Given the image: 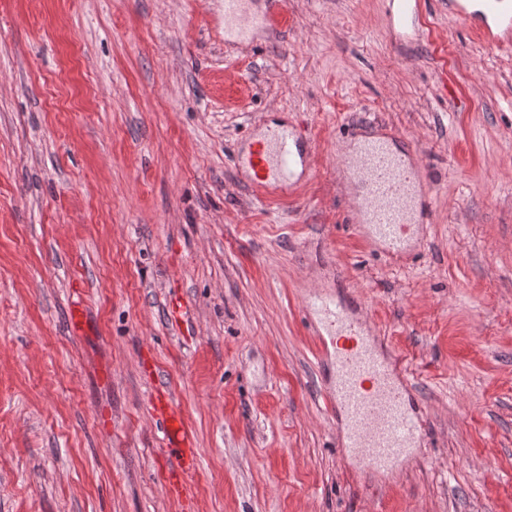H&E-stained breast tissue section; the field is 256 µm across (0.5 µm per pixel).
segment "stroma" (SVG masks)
I'll list each match as a JSON object with an SVG mask.
<instances>
[{"mask_svg":"<svg viewBox=\"0 0 512 512\" xmlns=\"http://www.w3.org/2000/svg\"><path fill=\"white\" fill-rule=\"evenodd\" d=\"M0 0V512H187L156 390L195 437L188 512H512V44L420 0ZM426 167L392 259L336 168L349 125ZM302 128L285 193L258 137ZM327 292L406 369L426 435L350 459L305 317ZM285 3L281 0H273L272 9L266 14L247 18L244 16L242 0H224V26L237 31L240 35H246L253 27L272 25Z\"/></svg>","mask_w":512,"mask_h":512,"instance_id":"obj_1","label":"stroma"}]
</instances>
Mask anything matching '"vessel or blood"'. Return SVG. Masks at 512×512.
Instances as JSON below:
<instances>
[{
    "instance_id": "b4317fda",
    "label": "vessel or blood",
    "mask_w": 512,
    "mask_h": 512,
    "mask_svg": "<svg viewBox=\"0 0 512 512\" xmlns=\"http://www.w3.org/2000/svg\"><path fill=\"white\" fill-rule=\"evenodd\" d=\"M452 12L487 40L512 34V0H448ZM284 7L272 0L266 14L245 17L242 0H224V26L247 34L273 24ZM302 137L281 128L272 131L249 155L251 185L258 190H290L292 175L303 160ZM360 190L359 223L369 225L391 257L405 253L409 228L429 220V197L419 187L425 167L396 150L392 138L363 142L360 153L341 161ZM308 320L322 326L334 350V378L325 400L341 417L340 434L354 457L376 469L399 464L421 441L419 417L409 409L410 384L398 360L385 359L366 335V322L354 319L334 298L320 296L306 306ZM153 411L167 429L170 453L162 462L172 493L192 497L185 475L193 465L194 435L175 409L167 391H157Z\"/></svg>"
}]
</instances>
